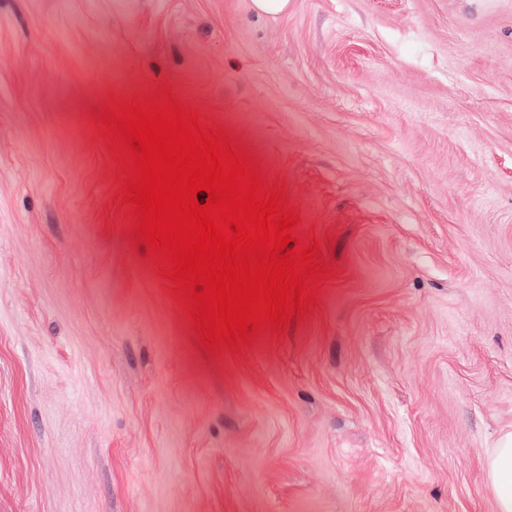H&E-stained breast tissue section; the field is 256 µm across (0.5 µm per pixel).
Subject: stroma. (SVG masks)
<instances>
[{"mask_svg": "<svg viewBox=\"0 0 512 512\" xmlns=\"http://www.w3.org/2000/svg\"><path fill=\"white\" fill-rule=\"evenodd\" d=\"M168 84L334 243L208 357L91 111ZM512 0H0V512H496Z\"/></svg>", "mask_w": 512, "mask_h": 512, "instance_id": "obj_1", "label": "stroma"}]
</instances>
